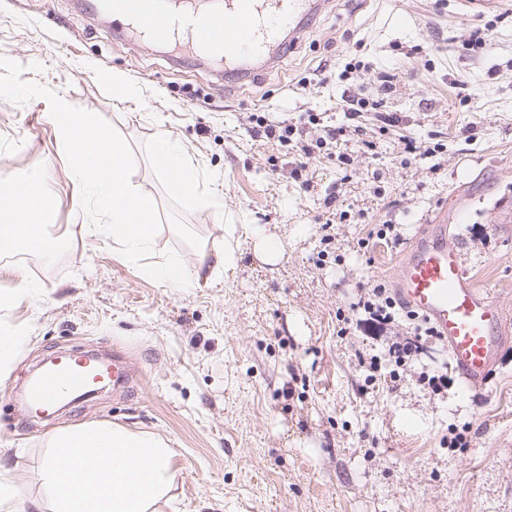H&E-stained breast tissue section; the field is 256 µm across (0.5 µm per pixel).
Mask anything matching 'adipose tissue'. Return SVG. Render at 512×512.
<instances>
[{
	"label": "adipose tissue",
	"mask_w": 512,
	"mask_h": 512,
	"mask_svg": "<svg viewBox=\"0 0 512 512\" xmlns=\"http://www.w3.org/2000/svg\"><path fill=\"white\" fill-rule=\"evenodd\" d=\"M167 158L169 187L174 194L190 197L197 206H215L212 194L199 191L198 176L182 148L171 140L157 145ZM42 178L0 182V249L12 250L26 238L46 236L38 217L45 203ZM235 251L226 245L216 253L214 266L198 259L186 269L182 257L169 255L146 267L148 276L169 288L183 291L201 278L233 264ZM89 463L71 474L75 456ZM175 478L173 452L158 435L98 425L67 430L53 436L39 480L41 496L18 500L12 482L0 474V512H161L167 505Z\"/></svg>",
	"instance_id": "ef3b65f1"
}]
</instances>
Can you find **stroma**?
<instances>
[{
	"instance_id": "1",
	"label": "stroma",
	"mask_w": 512,
	"mask_h": 512,
	"mask_svg": "<svg viewBox=\"0 0 512 512\" xmlns=\"http://www.w3.org/2000/svg\"><path fill=\"white\" fill-rule=\"evenodd\" d=\"M0 56L39 63L30 80L110 122L130 144L132 184L162 222L152 260L194 265L235 225V264L179 293L125 260L111 238L83 231L79 185L45 100L0 99V181L44 167L43 223L61 244L53 261L0 252L26 267L37 297L0 310L17 339L0 368V468L19 499L39 497L50 437L120 426L165 438L178 471L165 512H512V349L492 384L435 392L420 373L446 371L429 343L399 380L393 332L357 324L359 287L384 283L403 255L379 240L386 219L407 241L444 222L469 277L512 317V0L480 12L461 0H322L319 11L259 77H228L191 52H160L120 35L76 0H0ZM398 73L396 92L377 94ZM137 88L124 98L121 85ZM381 99L397 115L369 125L365 148L345 133L343 97ZM297 127L282 144L260 122ZM176 140L216 192L222 219L173 194L154 156ZM433 148L404 153L400 136ZM311 145L299 162L302 145ZM334 240L323 246V224ZM278 234L263 262L252 230ZM124 351L138 376L54 417L30 416L19 396L40 360ZM377 357V372L359 356ZM469 445L451 449L452 432Z\"/></svg>"
}]
</instances>
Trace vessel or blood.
I'll use <instances>...</instances> for the list:
<instances>
[{
	"mask_svg": "<svg viewBox=\"0 0 512 512\" xmlns=\"http://www.w3.org/2000/svg\"><path fill=\"white\" fill-rule=\"evenodd\" d=\"M311 0H224L220 9L184 12L161 7L158 0H113L112 10L138 37L173 49H192L223 62L229 73L261 59L278 46L284 28H297L310 16ZM399 300L430 323L448 347L449 365L467 391L486 390L501 358L512 345V318L489 289L479 287L463 269L461 250L448 227L432 224L411 242L396 271ZM121 353L111 366L86 359L61 358L42 370L29 388L31 400L45 405L61 394H81L99 379L113 385L128 381Z\"/></svg>",
	"mask_w": 512,
	"mask_h": 512,
	"instance_id": "b4317fda",
	"label": "vessel or blood"
}]
</instances>
